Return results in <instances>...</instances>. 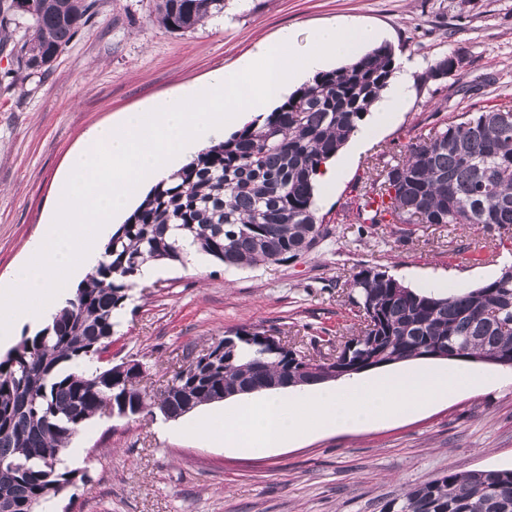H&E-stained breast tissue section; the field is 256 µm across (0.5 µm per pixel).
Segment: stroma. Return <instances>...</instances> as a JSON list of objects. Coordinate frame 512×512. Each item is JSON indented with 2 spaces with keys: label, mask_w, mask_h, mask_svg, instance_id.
I'll list each match as a JSON object with an SVG mask.
<instances>
[{
  "label": "stroma",
  "mask_w": 512,
  "mask_h": 512,
  "mask_svg": "<svg viewBox=\"0 0 512 512\" xmlns=\"http://www.w3.org/2000/svg\"><path fill=\"white\" fill-rule=\"evenodd\" d=\"M155 0H97L90 24L48 75L21 78L0 52V283L28 257L52 212L70 156L98 124L148 99L206 81L237 65L283 29L307 32L336 16L378 30L395 61L418 77L438 56L464 63L413 82L404 107L344 169L319 213L343 214L377 154L394 155L433 133L443 118L512 105V0H225L224 14L191 33L159 26ZM483 260L475 263L471 251ZM512 255V226L439 224L399 241L345 225L314 252L279 264L201 268L153 264L134 288L112 344L114 362L139 361L158 387L188 349L246 327L307 350L322 329L351 320L346 281L375 266L407 285L473 288L498 277ZM485 386L454 394L422 414L319 432L263 454L160 434L163 416L93 419L71 441L68 467L87 480L51 512H380L407 488L448 468H512V369L480 364Z\"/></svg>",
  "instance_id": "stroma-1"
}]
</instances>
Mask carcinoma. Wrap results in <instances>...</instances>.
<instances>
[{"mask_svg":"<svg viewBox=\"0 0 512 512\" xmlns=\"http://www.w3.org/2000/svg\"><path fill=\"white\" fill-rule=\"evenodd\" d=\"M24 36L14 46L15 73L46 74L45 59L64 52L91 22L97 0H33ZM155 19L190 32L224 14V0H155ZM458 55L436 58L421 81L448 74ZM387 44L336 69L317 73L264 119L214 142L166 180L112 233L105 260L33 336L0 356V512H30L65 494L86 473L64 455L95 417L113 409L131 416L179 418L204 402L294 388L412 360L483 362L512 369V267L476 288L446 295L418 291L377 268L354 274L348 294L357 332L336 343V367L290 359L264 331L239 329L194 354L198 383L174 372L166 386H140L142 365L112 364L101 354L145 264L187 261L185 244L226 266L278 264L312 252L333 234L318 214L313 179L357 130L389 85ZM353 198L357 234L380 224L512 226V109L494 105L450 120L399 157L374 164ZM377 196L366 212L359 202ZM381 512H512V469L452 468L408 488Z\"/></svg>","mask_w":512,"mask_h":512,"instance_id":"obj_1","label":"carcinoma"}]
</instances>
